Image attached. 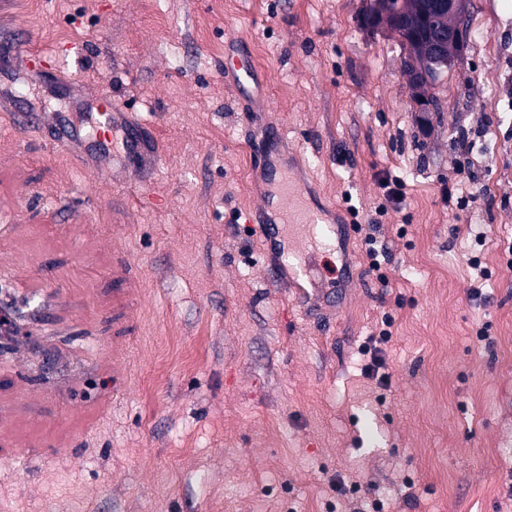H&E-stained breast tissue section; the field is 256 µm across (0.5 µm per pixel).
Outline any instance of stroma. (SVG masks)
Wrapping results in <instances>:
<instances>
[{
  "instance_id": "stroma-1",
  "label": "stroma",
  "mask_w": 512,
  "mask_h": 512,
  "mask_svg": "<svg viewBox=\"0 0 512 512\" xmlns=\"http://www.w3.org/2000/svg\"><path fill=\"white\" fill-rule=\"evenodd\" d=\"M364 3L0 0V43L87 48L56 87L0 57L39 114L0 110V512H512V0H468L436 112ZM235 41L267 108L224 77ZM262 154L359 211L299 280L349 271L336 307L264 279Z\"/></svg>"
}]
</instances>
